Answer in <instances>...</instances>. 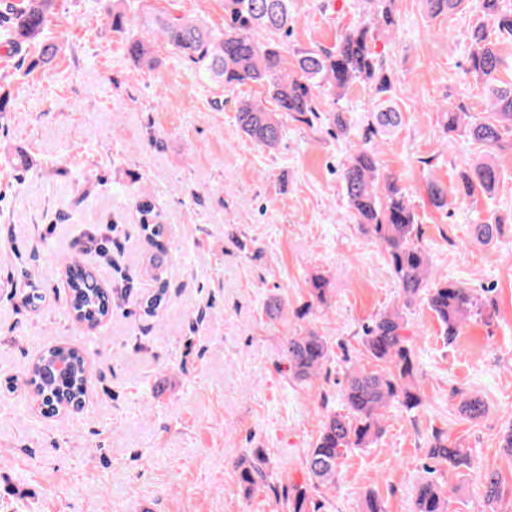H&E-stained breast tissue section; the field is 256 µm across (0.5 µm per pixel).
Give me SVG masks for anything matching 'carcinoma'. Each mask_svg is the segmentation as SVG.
<instances>
[{"mask_svg": "<svg viewBox=\"0 0 512 512\" xmlns=\"http://www.w3.org/2000/svg\"><path fill=\"white\" fill-rule=\"evenodd\" d=\"M61 0H21L8 4L9 18L3 29L4 42L12 47L31 44L37 55L27 68L49 71L54 68L62 45L45 34L50 18L58 14ZM368 9L362 20L347 30L336 45L295 51L294 67H288L284 48L277 43L262 44L253 38L259 30L288 34L294 22L290 0H224V31L215 32L191 18L156 16L151 20L156 36L170 44L187 62L201 70L209 79L227 90L246 84L265 87L271 106L263 101H239L236 122L240 131L259 146L275 150L284 134L282 118L312 127L323 120L317 90L322 85L343 93L355 82H365L383 92L390 86V77L382 61L373 51L374 32L393 33L398 27L394 0H364ZM430 15L437 17L461 8L464 0H424ZM484 16L493 24L495 38L485 26L474 29L468 54L467 73L479 80L491 115L476 119L458 105L446 110L447 131L460 134L470 144L489 148L500 145L512 136V81L499 78L502 57L498 42L512 40V12L499 8V0H482ZM127 55L138 65L154 68L158 64L151 46L138 38L126 42ZM377 130L365 134L363 146L341 172L343 188L353 216L364 233L380 244L388 255L390 272L395 279L401 305L378 313L362 336L365 353L373 365H356L346 377L342 390L345 413L328 412L322 421L319 437L310 449L305 467L312 486H294L285 493L289 512H306L311 492L336 488V478L343 452L364 448L381 434V410L398 405L407 412L419 409L423 397L417 382L415 352L405 336V309L420 297L438 319L444 339L454 340L461 327L482 314V303L473 290L446 278L432 275L430 258L420 243L416 215L403 188L395 177H382L378 172L376 148L371 145ZM500 180L498 166L487 158H478L461 172L457 192L466 197L490 192ZM431 204L448 207V191L440 184L428 185ZM503 224L494 217L477 224V241L488 244L502 233ZM148 244L159 252H167L161 242L162 225L149 220L141 224ZM70 312L91 322L106 316L110 309L108 292L73 257L69 265ZM312 303L297 312L303 317L313 305L323 304L331 294L330 282L321 274L308 279ZM166 284L160 283L153 295L144 301L147 313L155 315L165 305ZM284 356L288 372L301 382L318 375L330 356L325 337L314 331L287 336ZM26 384L45 409L82 407L84 366L76 348L55 345L45 350L35 368L29 370ZM460 411L470 419L484 415L486 406L476 397L460 401ZM428 458L452 469L473 467L471 456L449 438L437 434L428 450ZM239 481L246 492L255 488L273 489L270 482V460L262 448H253L236 462ZM501 476L496 471L483 475L486 497L499 494ZM414 512H448V490L443 484L427 479L417 486Z\"/></svg>", "mask_w": 512, "mask_h": 512, "instance_id": "carcinoma-1", "label": "carcinoma"}]
</instances>
